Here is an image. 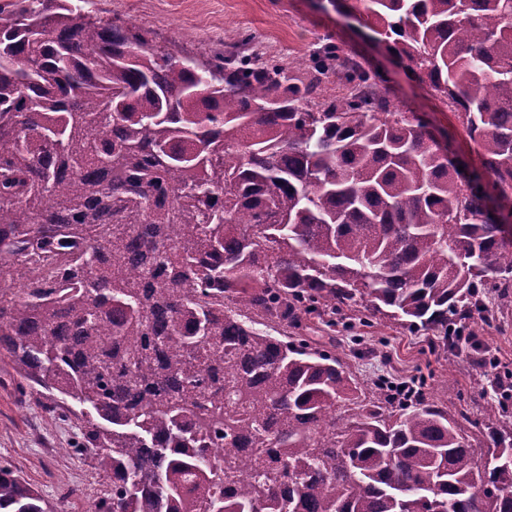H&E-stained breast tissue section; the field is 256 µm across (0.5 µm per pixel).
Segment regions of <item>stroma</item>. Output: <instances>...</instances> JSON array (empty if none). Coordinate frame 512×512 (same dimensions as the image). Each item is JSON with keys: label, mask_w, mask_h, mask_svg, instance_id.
<instances>
[{"label": "stroma", "mask_w": 512, "mask_h": 512, "mask_svg": "<svg viewBox=\"0 0 512 512\" xmlns=\"http://www.w3.org/2000/svg\"><path fill=\"white\" fill-rule=\"evenodd\" d=\"M84 8L175 56L199 62L223 52L225 42L241 33L288 63L335 44L367 69L380 71L393 105L427 114L459 159L471 166L479 163L475 144L457 130L452 112L433 91L408 79L364 28L337 14L328 0H85ZM469 327L491 365L473 363L465 349L450 356L432 350L428 335L381 324L360 328L358 336L362 344L386 351L388 361L381 365L354 357L349 364L364 384L379 377L396 383L425 378L428 395L453 412L460 400L490 398L512 387V306L487 294L484 310ZM58 404L66 417L50 421L46 410ZM85 424L82 406L29 387L8 355L0 354V461L10 463L56 512H92L108 484L92 452L79 448Z\"/></svg>", "instance_id": "35a3bbf8"}]
</instances>
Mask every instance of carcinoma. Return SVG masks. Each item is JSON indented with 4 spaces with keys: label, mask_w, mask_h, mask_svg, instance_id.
<instances>
[{
    "label": "carcinoma",
    "mask_w": 512,
    "mask_h": 512,
    "mask_svg": "<svg viewBox=\"0 0 512 512\" xmlns=\"http://www.w3.org/2000/svg\"><path fill=\"white\" fill-rule=\"evenodd\" d=\"M328 2L483 172L330 43L294 65L241 35L204 64L83 0H0V351L99 418L94 512H512L505 402L402 403L335 353L374 323L455 352L485 289L512 305L484 183L512 199V0ZM0 512L55 509L0 462Z\"/></svg>",
    "instance_id": "1"
}]
</instances>
